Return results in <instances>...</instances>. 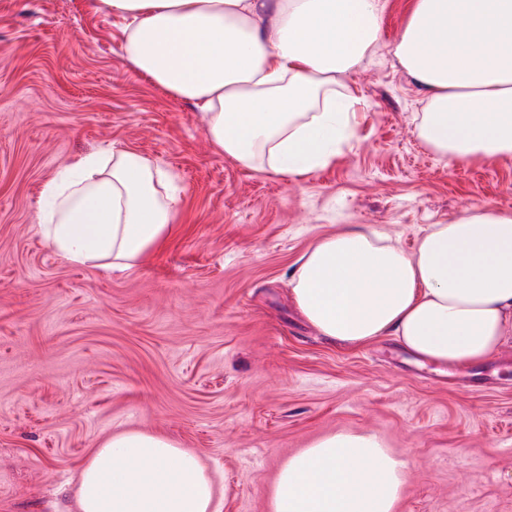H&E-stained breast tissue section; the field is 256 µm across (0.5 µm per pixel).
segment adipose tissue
I'll return each instance as SVG.
<instances>
[{"label":"adipose tissue","mask_w":512,"mask_h":512,"mask_svg":"<svg viewBox=\"0 0 512 512\" xmlns=\"http://www.w3.org/2000/svg\"><path fill=\"white\" fill-rule=\"evenodd\" d=\"M383 0H98L125 22L124 58L193 102L212 143L281 176L323 168L356 139L344 79L382 38ZM393 52L426 97L420 139L468 163L512 156V0H412ZM126 148L73 158L45 183L40 234L73 266L128 271L167 241L181 202ZM325 336L395 337L420 359L477 365L512 343V212L468 210L405 251L357 227L303 256L293 287ZM401 463L375 436H324L279 472L271 512H394ZM78 512H222L200 458L118 430L78 468Z\"/></svg>","instance_id":"adipose-tissue-1"}]
</instances>
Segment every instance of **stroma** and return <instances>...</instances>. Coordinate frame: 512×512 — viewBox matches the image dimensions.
<instances>
[{
    "label": "stroma",
    "instance_id": "35a3bbf8",
    "mask_svg": "<svg viewBox=\"0 0 512 512\" xmlns=\"http://www.w3.org/2000/svg\"><path fill=\"white\" fill-rule=\"evenodd\" d=\"M410 0L346 78L358 137L301 178L244 168L188 101L122 57L95 0H0V512H77V468L113 431L165 435L215 475L223 512H270L288 457L372 434L403 464L395 512H512V345L420 365L391 336L349 348L297 310L302 255L355 224L404 249L473 207L512 212V157L427 149L424 97L392 54ZM172 175L162 250L129 271L74 267L38 232L42 184L111 144Z\"/></svg>",
    "mask_w": 512,
    "mask_h": 512
}]
</instances>
